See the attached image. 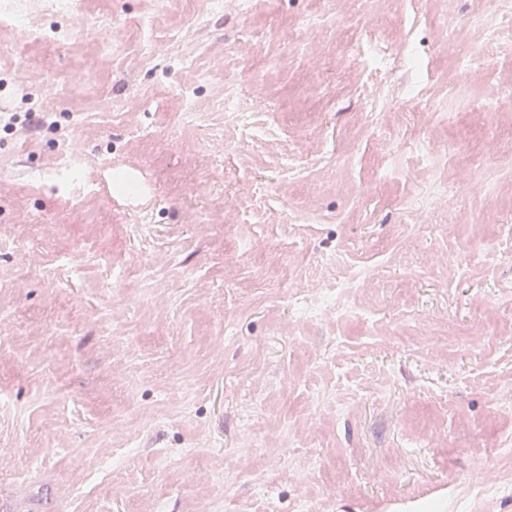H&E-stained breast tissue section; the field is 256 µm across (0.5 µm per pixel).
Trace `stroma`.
Returning a JSON list of instances; mask_svg holds the SVG:
<instances>
[{"label":"stroma","instance_id":"stroma-1","mask_svg":"<svg viewBox=\"0 0 512 512\" xmlns=\"http://www.w3.org/2000/svg\"><path fill=\"white\" fill-rule=\"evenodd\" d=\"M16 2L26 29H0V512H512V263L472 257L512 229V110L487 105L512 91V28L476 55L464 25L487 0ZM186 88L203 127L183 123ZM28 112L48 127L26 131ZM463 166L493 169L494 195L458 184ZM118 171L146 188L124 207L101 189ZM339 252L376 268L358 295L371 320L296 322L292 290ZM482 324L486 350L450 352ZM340 374L362 392L313 413Z\"/></svg>","mask_w":512,"mask_h":512}]
</instances>
